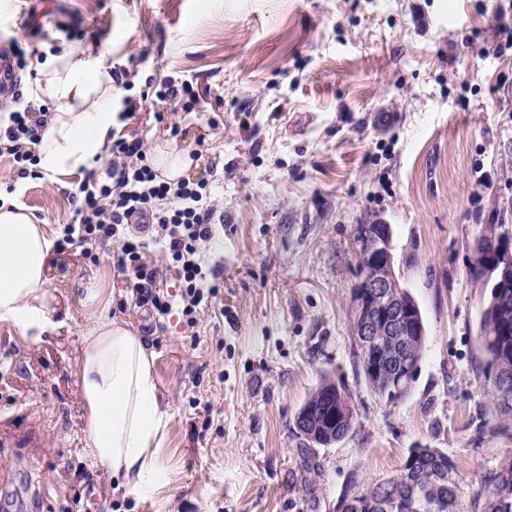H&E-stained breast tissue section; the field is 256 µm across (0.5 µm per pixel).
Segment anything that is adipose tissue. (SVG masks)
Instances as JSON below:
<instances>
[{"label": "adipose tissue", "mask_w": 512, "mask_h": 512, "mask_svg": "<svg viewBox=\"0 0 512 512\" xmlns=\"http://www.w3.org/2000/svg\"><path fill=\"white\" fill-rule=\"evenodd\" d=\"M36 97L62 106L43 131L38 167L66 174L94 164L112 135V71L92 47H64L37 66ZM55 238L10 197L0 198V322L41 335L52 324L46 270ZM154 356L109 308L92 310L78 386L97 466L135 494L156 488L168 424Z\"/></svg>", "instance_id": "ef3b65f1"}]
</instances>
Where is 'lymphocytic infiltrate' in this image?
<instances>
[{
    "label": "lymphocytic infiltrate",
    "mask_w": 512,
    "mask_h": 512,
    "mask_svg": "<svg viewBox=\"0 0 512 512\" xmlns=\"http://www.w3.org/2000/svg\"><path fill=\"white\" fill-rule=\"evenodd\" d=\"M47 122L43 111L11 113L7 150L16 163L34 162V154L24 145L38 143ZM111 154L105 180L92 176L80 183L77 221L63 226L56 251L65 253L76 242L93 249L120 242L116 266L134 280L135 307H149L161 317L178 310L188 324H195L199 311L217 291L205 254L215 234L210 182L203 176L175 182L162 178L135 139H114ZM151 244L162 249L166 268L145 260L144 251ZM171 274L178 282L175 295L167 287Z\"/></svg>",
    "instance_id": "1"
}]
</instances>
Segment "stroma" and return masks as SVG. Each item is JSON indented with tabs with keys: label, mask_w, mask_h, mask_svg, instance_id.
<instances>
[{
	"label": "stroma",
	"mask_w": 512,
	"mask_h": 512,
	"mask_svg": "<svg viewBox=\"0 0 512 512\" xmlns=\"http://www.w3.org/2000/svg\"><path fill=\"white\" fill-rule=\"evenodd\" d=\"M510 35L512 0H0V47L21 78L0 114L33 104L46 49L102 51L114 108L129 113L117 135L211 173L224 270L190 326L131 305L112 248L50 259L54 328L33 341L0 325V512H329L414 448L455 458L468 495L480 491L512 452L477 431L483 298L467 275L486 225L512 228ZM164 78L191 83L198 107L142 102ZM104 171L23 174L1 152L0 192L55 232ZM376 219L426 327L394 403L361 375L348 320L355 229ZM91 288L155 355L170 420L150 495H125L87 446L77 370ZM326 377L355 424L308 472L294 418Z\"/></svg>",
	"instance_id": "obj_1"
}]
</instances>
